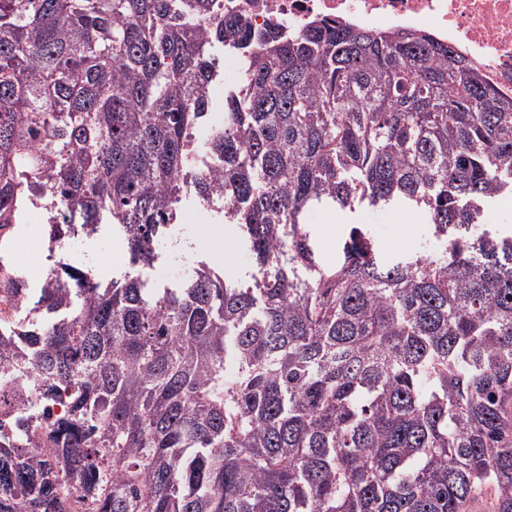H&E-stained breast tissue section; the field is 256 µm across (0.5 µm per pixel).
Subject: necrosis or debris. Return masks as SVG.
<instances>
[{
    "label": "necrosis or debris",
    "instance_id": "obj_1",
    "mask_svg": "<svg viewBox=\"0 0 512 512\" xmlns=\"http://www.w3.org/2000/svg\"><path fill=\"white\" fill-rule=\"evenodd\" d=\"M224 12L285 32L323 21L418 30L464 54L512 97V0H224Z\"/></svg>",
    "mask_w": 512,
    "mask_h": 512
}]
</instances>
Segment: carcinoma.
Returning <instances> with one entry per match:
<instances>
[{"label":"carcinoma","mask_w":512,"mask_h":512,"mask_svg":"<svg viewBox=\"0 0 512 512\" xmlns=\"http://www.w3.org/2000/svg\"><path fill=\"white\" fill-rule=\"evenodd\" d=\"M243 95L208 130L215 52ZM207 155L210 171L197 169ZM224 194L252 257L143 271L181 202ZM512 98L418 31L285 35L221 0H0V238L46 202L48 242L110 224L131 271L58 260L0 338V380L66 396L39 457L0 431V512H512ZM419 214L443 243L387 266L362 224L334 266L305 216ZM0 283L29 295L14 266Z\"/></svg>","instance_id":"obj_1"}]
</instances>
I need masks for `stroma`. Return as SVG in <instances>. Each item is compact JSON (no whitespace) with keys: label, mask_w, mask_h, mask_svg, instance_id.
<instances>
[{"label":"stroma","mask_w":512,"mask_h":512,"mask_svg":"<svg viewBox=\"0 0 512 512\" xmlns=\"http://www.w3.org/2000/svg\"><path fill=\"white\" fill-rule=\"evenodd\" d=\"M186 217L174 226L181 246H171L168 239L155 244L158 259L151 271L152 279L161 285L177 283L190 277L200 262L232 275H242L251 269L248 248L241 243L233 225L223 223L220 214L195 204L185 207ZM409 221L406 211L396 208L361 209L357 212L319 208L310 211L305 222L315 240L321 259L335 263L341 239L349 225L363 224L370 230L380 257L393 262L403 258L439 253L422 218H415L414 233L402 237L401 224ZM74 265L94 269L99 281L107 283L127 272L125 245L122 238L109 229L93 237L77 236L66 241ZM0 259L19 266L30 285L43 283L42 272L52 263L45 234V216L29 210L16 225L13 241L0 243Z\"/></svg>","instance_id":"35a3bbf8"}]
</instances>
